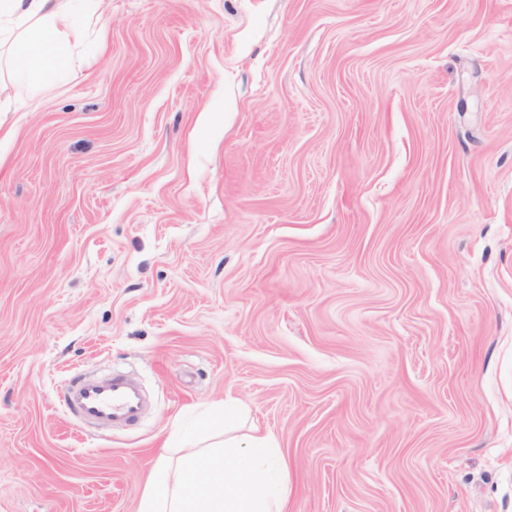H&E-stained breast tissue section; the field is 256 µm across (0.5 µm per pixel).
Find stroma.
Listing matches in <instances>:
<instances>
[{
    "label": "stroma",
    "mask_w": 512,
    "mask_h": 512,
    "mask_svg": "<svg viewBox=\"0 0 512 512\" xmlns=\"http://www.w3.org/2000/svg\"><path fill=\"white\" fill-rule=\"evenodd\" d=\"M0 59V512H137L233 400L288 512H512V0H106ZM147 408L93 429L77 378Z\"/></svg>",
    "instance_id": "obj_1"
}]
</instances>
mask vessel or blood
Segmentation results:
<instances>
[{
	"label": "vessel or blood",
	"instance_id": "vessel-or-blood-1",
	"mask_svg": "<svg viewBox=\"0 0 512 512\" xmlns=\"http://www.w3.org/2000/svg\"><path fill=\"white\" fill-rule=\"evenodd\" d=\"M65 402L85 421L99 426L134 422L142 409L137 389L119 376L105 382L75 383L67 391Z\"/></svg>",
	"mask_w": 512,
	"mask_h": 512
}]
</instances>
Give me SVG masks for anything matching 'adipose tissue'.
Wrapping results in <instances>:
<instances>
[{
	"label": "adipose tissue",
	"instance_id": "adipose-tissue-1",
	"mask_svg": "<svg viewBox=\"0 0 512 512\" xmlns=\"http://www.w3.org/2000/svg\"><path fill=\"white\" fill-rule=\"evenodd\" d=\"M103 0H0V45L11 44L28 81V98L36 100L47 78L71 65V50L83 43L79 20Z\"/></svg>",
	"mask_w": 512,
	"mask_h": 512
}]
</instances>
